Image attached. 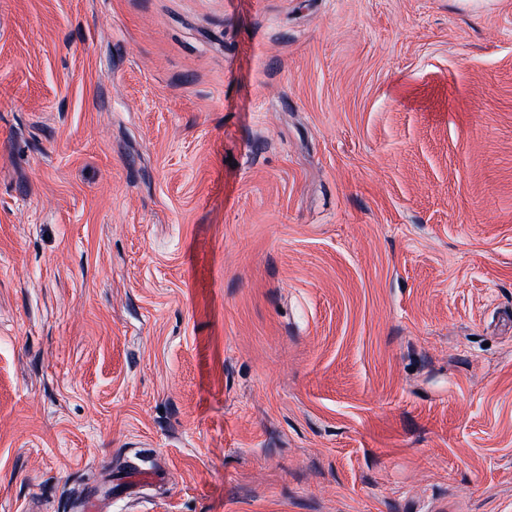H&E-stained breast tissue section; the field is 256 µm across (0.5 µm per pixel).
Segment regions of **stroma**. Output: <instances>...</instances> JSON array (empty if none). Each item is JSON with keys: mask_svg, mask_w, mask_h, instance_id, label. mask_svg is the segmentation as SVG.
Segmentation results:
<instances>
[{"mask_svg": "<svg viewBox=\"0 0 512 512\" xmlns=\"http://www.w3.org/2000/svg\"><path fill=\"white\" fill-rule=\"evenodd\" d=\"M512 512V0H0V512Z\"/></svg>", "mask_w": 512, "mask_h": 512, "instance_id": "1", "label": "stroma"}]
</instances>
